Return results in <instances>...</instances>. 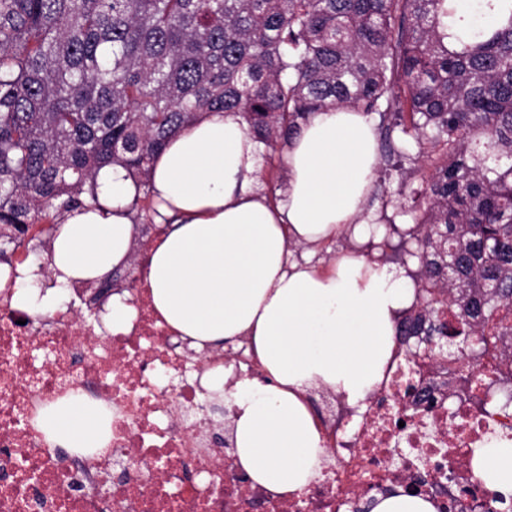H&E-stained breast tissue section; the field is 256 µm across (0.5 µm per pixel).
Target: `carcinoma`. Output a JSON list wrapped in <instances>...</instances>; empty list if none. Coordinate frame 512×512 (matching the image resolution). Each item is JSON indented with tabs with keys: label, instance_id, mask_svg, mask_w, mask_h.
<instances>
[{
	"label": "carcinoma",
	"instance_id": "cac0c4a2",
	"mask_svg": "<svg viewBox=\"0 0 512 512\" xmlns=\"http://www.w3.org/2000/svg\"><path fill=\"white\" fill-rule=\"evenodd\" d=\"M446 0H0V239L90 191L106 165L148 187L155 154L203 112L240 113L283 150L309 116L351 107L443 149L412 233L406 347L494 336L512 310V12L448 44ZM139 230L153 201L132 204ZM459 311L453 323L438 315Z\"/></svg>",
	"mask_w": 512,
	"mask_h": 512
}]
</instances>
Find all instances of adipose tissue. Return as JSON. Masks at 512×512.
I'll return each mask as SVG.
<instances>
[{"label": "adipose tissue", "instance_id": "1", "mask_svg": "<svg viewBox=\"0 0 512 512\" xmlns=\"http://www.w3.org/2000/svg\"><path fill=\"white\" fill-rule=\"evenodd\" d=\"M262 144L236 112H210L171 136L154 157L150 193L162 233L149 249L155 310L190 348L223 353L249 341L262 375L218 366L203 385L230 412L231 454L250 479L298 497L322 476L325 438L309 404L323 389L363 407L385 374L397 326L416 301L405 268L349 251L324 262L315 246L347 233L369 237L368 201L378 163L366 113H315L284 148V187L258 179ZM95 195L64 212L46 262L0 265V292L31 316L57 311L75 285H94L134 261L130 207L141 191L106 166ZM36 426L79 456L105 454L112 430L74 396L39 411ZM474 476L512 495V443L476 449Z\"/></svg>", "mask_w": 512, "mask_h": 512}]
</instances>
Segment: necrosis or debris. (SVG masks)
<instances>
[{
	"mask_svg": "<svg viewBox=\"0 0 512 512\" xmlns=\"http://www.w3.org/2000/svg\"><path fill=\"white\" fill-rule=\"evenodd\" d=\"M135 310L129 332L104 336L71 310L30 329L0 301V512H357L397 486L432 498L438 512H481L495 499L497 512H512V497L471 479L476 449L512 439V384L500 383L512 363L498 349L461 373L396 348L354 437L326 429L333 476L298 503L208 451L195 409L212 361L187 372L181 340L146 290ZM66 395L111 414L105 455L64 458L36 428L38 411Z\"/></svg>",
	"mask_w": 512,
	"mask_h": 512,
	"instance_id": "obj_1",
	"label": "necrosis or debris"
}]
</instances>
